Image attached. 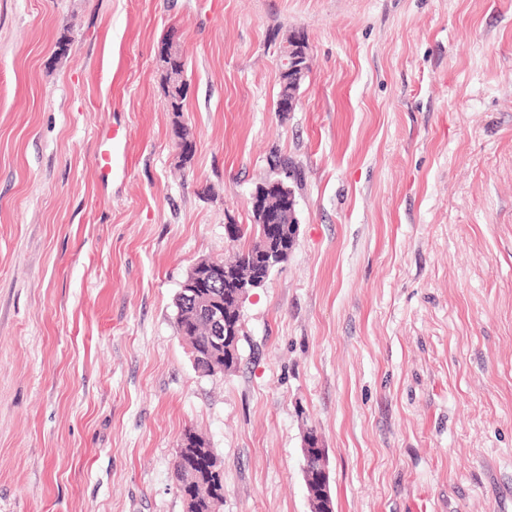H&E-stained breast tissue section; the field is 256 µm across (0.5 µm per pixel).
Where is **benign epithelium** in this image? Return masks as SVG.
Listing matches in <instances>:
<instances>
[{"label": "benign epithelium", "instance_id": "7a95c632", "mask_svg": "<svg viewBox=\"0 0 512 512\" xmlns=\"http://www.w3.org/2000/svg\"><path fill=\"white\" fill-rule=\"evenodd\" d=\"M172 36H174L172 43H162L157 49L156 61L162 69L168 66L167 60L171 59L173 54L183 53L180 43L175 39L177 33H172ZM287 46L288 68L282 70L280 76L288 82V92L287 96L279 99L278 111L280 112L295 111L299 103L297 91L303 77L307 74L305 60L308 48L305 41L292 34ZM254 196L262 198L257 207L258 221L261 224L259 242L261 264L266 270L271 271L283 262L289 253L285 245L292 244L296 237L294 233H286L285 228L279 223V213L282 210L295 212L296 196L294 190L279 176L262 185L261 191L254 193ZM208 268L207 263L197 264L199 272L181 285L182 296L187 304L199 308L212 323L215 330L214 343L228 348L235 343L237 326L235 322L225 317L222 297L232 295L241 305L249 292L263 286L264 281L243 284L229 269L222 273H212ZM302 453L308 500L323 504L324 512H334L326 449L321 447L316 431L312 428L306 431Z\"/></svg>", "mask_w": 512, "mask_h": 512}]
</instances>
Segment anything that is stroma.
Returning <instances> with one entry per match:
<instances>
[{
	"label": "stroma",
	"instance_id": "stroma-1",
	"mask_svg": "<svg viewBox=\"0 0 512 512\" xmlns=\"http://www.w3.org/2000/svg\"><path fill=\"white\" fill-rule=\"evenodd\" d=\"M292 32L311 70L280 112ZM274 153L296 242L206 376L175 298ZM310 428L335 512H512V0H0V512H186L188 430L219 512H310ZM98 138L109 147L108 151L100 152L95 158L98 169L104 173H113L116 153L125 149L126 131L118 125L106 126L98 132ZM185 438L188 444L178 449L175 460L178 490L187 512H213L214 506L224 499V461L215 454L203 436L188 431L182 440ZM195 445H199L200 448H192ZM201 454L210 458L207 467L199 465L198 458ZM198 494L205 500L203 511L195 510L191 502Z\"/></svg>",
	"mask_w": 512,
	"mask_h": 512
}]
</instances>
